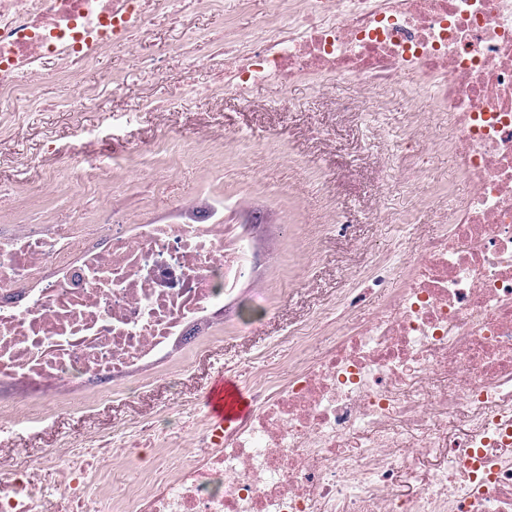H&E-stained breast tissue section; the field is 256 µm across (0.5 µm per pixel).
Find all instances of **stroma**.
<instances>
[{"instance_id":"35a3bbf8","label":"stroma","mask_w":512,"mask_h":512,"mask_svg":"<svg viewBox=\"0 0 512 512\" xmlns=\"http://www.w3.org/2000/svg\"><path fill=\"white\" fill-rule=\"evenodd\" d=\"M270 8L271 0H224L223 10L186 16L185 29L197 36L194 54L209 55L212 36L225 24L252 26ZM77 69L79 85L43 78L38 107L0 128V225L49 231L96 223L109 208L131 224H177L195 208L239 200L243 206L229 221L250 225L252 276L268 294L259 311L243 316L238 308L248 305L249 293L241 291L223 322L135 380L113 383L108 401L89 396L76 410L71 392L61 390L51 427L9 442L35 463L44 449L110 434L130 420L155 423L164 443L145 448L146 459L167 455V443L190 441L194 405L217 374L235 376L249 389L267 367L285 374L316 359L328 340L322 323L346 289L379 256L394 255L383 287L353 312L370 319L394 295L418 246L439 231L443 212L469 191L446 145L451 129L440 109L423 104L427 134L409 139L408 98L386 110L360 106L353 78L266 83L241 102L204 93L217 83L219 66L192 69L176 53L149 80L135 74L126 56L108 52ZM116 78L125 83L123 93L112 91ZM92 88L96 99L83 101V90ZM147 101L176 108L153 112L144 109ZM158 141L170 149L166 161L114 169L111 185L73 193L77 169L64 148L132 157ZM399 155L424 161L423 179L405 181L393 164ZM301 326L313 336L299 345L290 334Z\"/></svg>"}]
</instances>
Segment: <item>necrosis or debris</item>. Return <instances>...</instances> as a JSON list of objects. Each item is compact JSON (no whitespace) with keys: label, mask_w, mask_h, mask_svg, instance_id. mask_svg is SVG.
Segmentation results:
<instances>
[{"label":"necrosis or debris","mask_w":512,"mask_h":512,"mask_svg":"<svg viewBox=\"0 0 512 512\" xmlns=\"http://www.w3.org/2000/svg\"><path fill=\"white\" fill-rule=\"evenodd\" d=\"M223 0H0V99L25 110L44 73L77 83L108 50L141 62L154 20ZM218 90L356 78L366 103L403 74L445 108L468 195L453 204L393 298L336 326L322 356L268 371L223 435L201 426L145 479L149 427L0 459V512H512V0H277L251 31L225 29ZM211 208L184 224L0 227V389L46 405L60 386L110 385L224 318L254 261L245 225Z\"/></svg>","instance_id":"obj_1"}]
</instances>
